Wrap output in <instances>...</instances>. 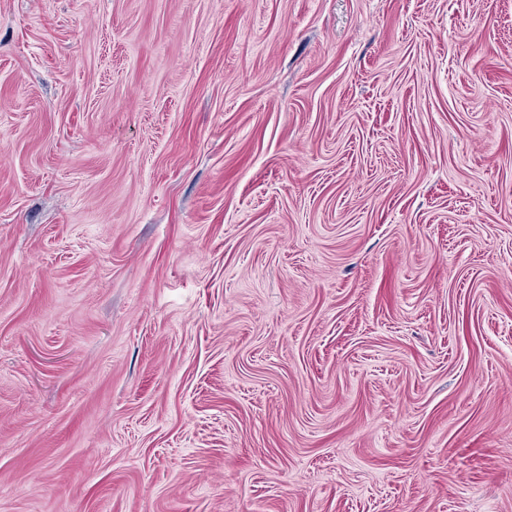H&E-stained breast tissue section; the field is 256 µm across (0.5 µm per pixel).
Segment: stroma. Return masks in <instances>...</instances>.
Listing matches in <instances>:
<instances>
[{
  "label": "stroma",
  "mask_w": 512,
  "mask_h": 512,
  "mask_svg": "<svg viewBox=\"0 0 512 512\" xmlns=\"http://www.w3.org/2000/svg\"><path fill=\"white\" fill-rule=\"evenodd\" d=\"M0 512H512V0H0Z\"/></svg>",
  "instance_id": "1"
}]
</instances>
